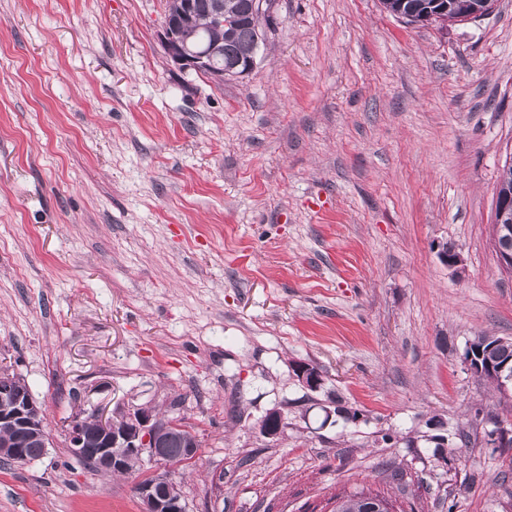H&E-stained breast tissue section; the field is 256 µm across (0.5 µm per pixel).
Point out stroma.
<instances>
[{
    "label": "stroma",
    "instance_id": "obj_1",
    "mask_svg": "<svg viewBox=\"0 0 512 512\" xmlns=\"http://www.w3.org/2000/svg\"><path fill=\"white\" fill-rule=\"evenodd\" d=\"M167 6L0 0V367L52 439L0 463V512H141L136 477L85 465L66 429L136 407L199 441L188 512L363 489L512 512V447L484 441L512 397L463 362L478 334L512 339L492 244L512 0L448 26L273 0L255 67L221 84L167 59Z\"/></svg>",
    "mask_w": 512,
    "mask_h": 512
}]
</instances>
